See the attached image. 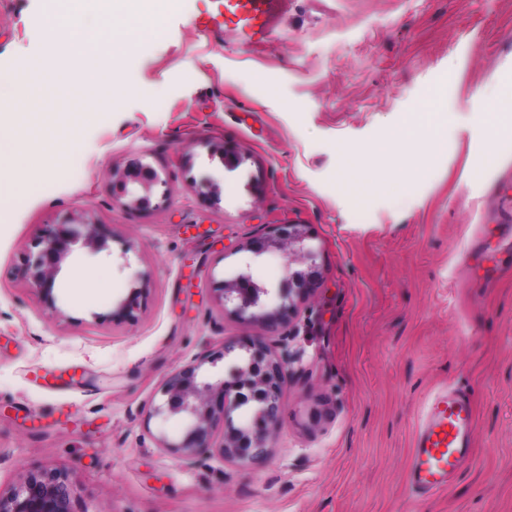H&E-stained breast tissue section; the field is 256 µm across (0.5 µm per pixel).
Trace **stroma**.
Wrapping results in <instances>:
<instances>
[{"label":"stroma","mask_w":512,"mask_h":512,"mask_svg":"<svg viewBox=\"0 0 512 512\" xmlns=\"http://www.w3.org/2000/svg\"><path fill=\"white\" fill-rule=\"evenodd\" d=\"M210 6L178 0L132 45L116 14L127 92L68 121L50 92L0 126L80 145L0 211V492L39 467L68 473L76 512H512V135L492 133L512 123V0H288L258 44L199 31ZM52 16L78 34L105 14L0 0V74L41 65ZM429 109L444 144L412 182L417 147L350 155ZM134 157L168 181L167 206H120L113 171ZM71 216L110 242L74 259L52 311L21 256ZM277 224L307 225L321 283L269 339L293 357L270 454L185 463L159 444L183 418L148 414L176 368L261 335L214 284L246 273L276 291L287 255L242 246ZM102 272L110 288L76 293L74 277ZM140 272L137 320H112ZM443 388L473 405V451L446 491L419 497L408 458Z\"/></svg>","instance_id":"1"}]
</instances>
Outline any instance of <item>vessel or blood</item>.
Listing matches in <instances>:
<instances>
[{
    "mask_svg": "<svg viewBox=\"0 0 512 512\" xmlns=\"http://www.w3.org/2000/svg\"><path fill=\"white\" fill-rule=\"evenodd\" d=\"M196 24L202 31L232 29L245 43L262 42L283 0H213ZM476 415L466 394L440 392L428 401L418 423L407 467L409 489L434 496L445 491L471 451Z\"/></svg>",
    "mask_w": 512,
    "mask_h": 512,
    "instance_id": "b4317fda",
    "label": "vessel or blood"
}]
</instances>
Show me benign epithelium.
Masks as SVG:
<instances>
[{
    "label": "benign epithelium",
    "mask_w": 512,
    "mask_h": 512,
    "mask_svg": "<svg viewBox=\"0 0 512 512\" xmlns=\"http://www.w3.org/2000/svg\"><path fill=\"white\" fill-rule=\"evenodd\" d=\"M125 206L145 208L158 199L162 206L171 199L168 182L149 165L136 158L122 172L115 173ZM306 226L282 224L270 232L248 241L243 249L256 255L281 249L296 258L304 268L289 273L277 292V301L263 305L260 288L247 274L221 281L215 291L223 306L246 323H255L270 333H277L292 320L299 304L308 300L320 287L318 253L310 245ZM108 235L103 225L82 217L69 218L58 224L43 225L24 256V272L29 287L43 304L58 311L55 290L65 263L82 250L107 248ZM141 286L118 302L111 318L133 321L146 299V275H138ZM243 351L246 357L236 364L227 380L210 381L202 374L206 364ZM289 354L277 355L262 336L244 341L229 340L220 350L204 354L175 369L165 380L160 399L150 416L165 419L180 415L186 420L181 439L161 437L162 447L170 448L193 460L212 450L224 459L244 463L257 462L268 456L270 440L277 429L282 411L284 389L288 383ZM247 406L249 417L237 422L233 412ZM222 430L223 439L213 448L214 433ZM0 512H74L73 488L68 474L57 469L37 468L27 471L7 496L0 495Z\"/></svg>",
    "instance_id": "obj_1"
}]
</instances>
